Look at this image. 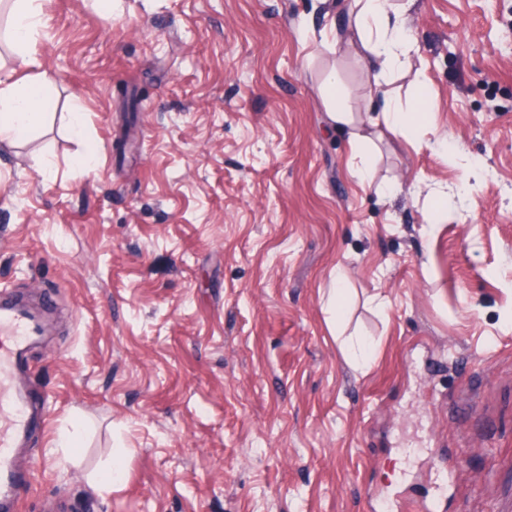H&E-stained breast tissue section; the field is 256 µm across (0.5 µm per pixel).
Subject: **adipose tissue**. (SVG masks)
<instances>
[{
	"label": "adipose tissue",
	"instance_id": "obj_1",
	"mask_svg": "<svg viewBox=\"0 0 512 512\" xmlns=\"http://www.w3.org/2000/svg\"><path fill=\"white\" fill-rule=\"evenodd\" d=\"M350 12L354 17L349 27L336 31L340 42L359 41L367 54V63L375 69L372 99L381 104V117L356 119L344 109L329 107L328 117L333 125L349 133L351 143L370 141L379 122L390 130L406 129L419 118L417 108L402 110L386 89L384 76L399 69L406 53L404 10L393 0H352ZM10 38L20 52L13 68L0 69V142H19L40 127L45 120V100L55 85L54 74L35 66L28 52L44 27L39 0H14L11 8Z\"/></svg>",
	"mask_w": 512,
	"mask_h": 512
}]
</instances>
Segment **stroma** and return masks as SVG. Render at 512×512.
<instances>
[{"label":"stroma","mask_w":512,"mask_h":512,"mask_svg":"<svg viewBox=\"0 0 512 512\" xmlns=\"http://www.w3.org/2000/svg\"><path fill=\"white\" fill-rule=\"evenodd\" d=\"M41 4L46 122L0 144V290L53 303L15 512L512 504V0H414L425 119L370 185L327 115L332 69L367 108L338 7Z\"/></svg>","instance_id":"obj_1"}]
</instances>
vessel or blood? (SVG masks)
I'll list each match as a JSON object with an SVG mask.
<instances>
[{
	"label": "vessel or blood",
	"instance_id": "b4317fda",
	"mask_svg": "<svg viewBox=\"0 0 512 512\" xmlns=\"http://www.w3.org/2000/svg\"><path fill=\"white\" fill-rule=\"evenodd\" d=\"M42 316L20 306L0 305V501L14 502L20 481L12 461L18 441L33 424L30 403L12 387V375L34 336Z\"/></svg>",
	"mask_w": 512,
	"mask_h": 512
}]
</instances>
